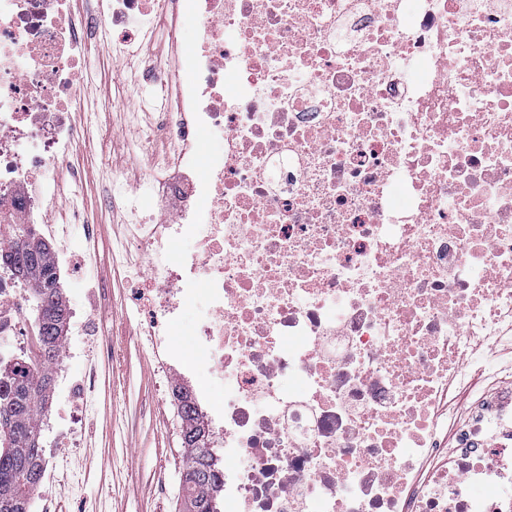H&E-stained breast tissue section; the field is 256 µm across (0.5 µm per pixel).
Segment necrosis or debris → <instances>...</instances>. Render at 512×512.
Returning <instances> with one entry per match:
<instances>
[{"label":"necrosis or debris","instance_id":"4bbe7bcc","mask_svg":"<svg viewBox=\"0 0 512 512\" xmlns=\"http://www.w3.org/2000/svg\"><path fill=\"white\" fill-rule=\"evenodd\" d=\"M0 0V223L49 222L69 106L107 29L145 42L153 349L183 303L217 415L224 512H512V368L462 418L482 346L512 353V0ZM224 148L201 152L213 133ZM200 248L177 251L182 240ZM0 267V335L33 323Z\"/></svg>","mask_w":512,"mask_h":512}]
</instances>
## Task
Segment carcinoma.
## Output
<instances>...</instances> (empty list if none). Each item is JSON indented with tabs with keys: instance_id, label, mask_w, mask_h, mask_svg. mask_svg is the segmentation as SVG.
Here are the masks:
<instances>
[{
	"instance_id": "cac0c4a2",
	"label": "carcinoma",
	"mask_w": 512,
	"mask_h": 512,
	"mask_svg": "<svg viewBox=\"0 0 512 512\" xmlns=\"http://www.w3.org/2000/svg\"><path fill=\"white\" fill-rule=\"evenodd\" d=\"M53 251L40 242L15 239L0 245V267L33 285L37 311L39 354L32 360L34 370L0 369V512H28L29 502L43 475L40 441L41 415L47 409L53 389V372L62 354L64 334L46 312L68 309L60 288L47 280L57 276L51 260ZM181 446L187 453L191 485L182 496L188 512H217V474L207 446L206 424L190 395L178 391Z\"/></svg>"
}]
</instances>
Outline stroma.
<instances>
[{"label":"stroma","instance_id":"35a3bbf8","mask_svg":"<svg viewBox=\"0 0 512 512\" xmlns=\"http://www.w3.org/2000/svg\"><path fill=\"white\" fill-rule=\"evenodd\" d=\"M113 66L107 50L89 56L88 80L73 108L77 125L91 119L112 134V153L105 160L90 148H74L69 161L77 176L61 183L62 197L80 204L96 226L88 239L83 225H71L69 237L80 247L60 279L70 311L86 313L100 341L97 352L85 356L80 337L69 332L64 338L62 368L91 377L93 385L76 450L81 488L71 493L43 479L29 512H177L179 507L186 454L179 417L163 396L161 359L144 334L147 264L134 254L121 264L111 256L113 243L128 236L121 207L110 202L112 192L141 183L147 168L146 156L134 147L133 105L125 96L138 70L127 68L118 84ZM204 314L203 302H194L177 324L174 341L182 350L179 369L188 377L187 389L208 392L219 405L228 385L223 377L198 371L191 353L190 326Z\"/></svg>","mask_w":512,"mask_h":512}]
</instances>
